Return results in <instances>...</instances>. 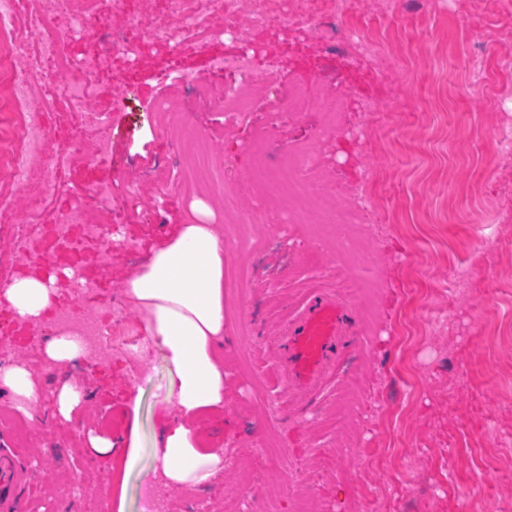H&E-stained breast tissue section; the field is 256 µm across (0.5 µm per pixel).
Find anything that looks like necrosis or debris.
Segmentation results:
<instances>
[{
	"mask_svg": "<svg viewBox=\"0 0 512 512\" xmlns=\"http://www.w3.org/2000/svg\"><path fill=\"white\" fill-rule=\"evenodd\" d=\"M112 0V34L115 45L134 64L143 59L129 34L139 30L144 37L171 50H181L189 36L229 34L240 43L235 54L216 59V68L234 76L223 94L212 96L204 78L180 74L175 85L194 89L197 97L211 100L224 112L228 124L237 123L256 100L271 106L270 122L258 129L253 140L254 160L247 175L252 201L242 207L240 194L224 180L210 150L199 151L194 163L183 170L190 183H202L224 202V242L240 250L247 246L251 222L265 224L273 235L286 234L289 225L308 224L337 236L336 251L343 264L359 256L355 232L373 228L375 206L366 188L349 185L337 189L321 152L308 142L293 143L286 163L273 167L267 149L284 120L302 119L317 110L325 116V130H335L341 112L349 104L346 96L327 88L324 80L294 83L287 94H279L274 66L257 67L256 49L265 47L275 28L323 29L329 17L346 6L347 0H252L248 22L239 19V0H166L167 19L162 23L130 18ZM75 72L72 80L60 79L58 71ZM107 67L103 54L91 53L71 58L65 36L54 14L43 0H0V74L7 79L6 95L0 106L8 112V135L0 139V211L23 201L34 209L42 199L56 195L68 172L89 157H103L112 151V132L102 114L91 110L88 100L99 74ZM77 128L82 137L71 143L55 139V128ZM344 193L346 206H334L337 193ZM112 190L98 185L87 189L77 200L58 207L52 223L43 225L37 254L52 274L62 275L67 306L50 308L46 321L61 331L77 335L91 352H121L139 357L144 336L130 331L119 308L112 304L89 306L87 298L98 289L84 278L81 269L87 257L84 246L100 242L94 258L98 267L112 263V250L124 246L121 224H100L95 216L112 209ZM29 238V224L21 218L0 223V240L9 249H0V288L12 282L21 267L23 248Z\"/></svg>",
	"mask_w": 512,
	"mask_h": 512,
	"instance_id": "4bbe7bcc",
	"label": "necrosis or debris"
}]
</instances>
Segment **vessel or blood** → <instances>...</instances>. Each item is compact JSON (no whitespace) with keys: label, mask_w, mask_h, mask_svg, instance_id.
<instances>
[{"label":"vessel or blood","mask_w":512,"mask_h":512,"mask_svg":"<svg viewBox=\"0 0 512 512\" xmlns=\"http://www.w3.org/2000/svg\"><path fill=\"white\" fill-rule=\"evenodd\" d=\"M354 312L326 288L309 289L277 340L276 363L289 390L306 394L359 351ZM32 475L22 456L0 448V512H24Z\"/></svg>","instance_id":"1"}]
</instances>
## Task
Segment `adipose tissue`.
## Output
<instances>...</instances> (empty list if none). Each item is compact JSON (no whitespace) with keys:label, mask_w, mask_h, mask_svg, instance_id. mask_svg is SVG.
I'll use <instances>...</instances> for the list:
<instances>
[{"label":"adipose tissue","mask_w":512,"mask_h":512,"mask_svg":"<svg viewBox=\"0 0 512 512\" xmlns=\"http://www.w3.org/2000/svg\"><path fill=\"white\" fill-rule=\"evenodd\" d=\"M214 204L197 201V222L183 225L179 235L156 249L124 284L128 303L142 314L146 331L169 364L165 421L156 440V460L163 483L196 488L211 483L224 470V451L205 447L199 420L224 410V239L211 224ZM5 300L18 318L37 322L51 305L45 279L15 280ZM19 408H37L40 394L26 365L0 368Z\"/></svg>","instance_id":"ef3b65f1"}]
</instances>
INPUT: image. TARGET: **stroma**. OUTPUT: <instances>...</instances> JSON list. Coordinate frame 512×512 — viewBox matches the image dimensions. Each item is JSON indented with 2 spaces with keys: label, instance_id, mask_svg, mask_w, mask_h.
I'll use <instances>...</instances> for the list:
<instances>
[{
  "label": "stroma",
  "instance_id": "stroma-1",
  "mask_svg": "<svg viewBox=\"0 0 512 512\" xmlns=\"http://www.w3.org/2000/svg\"><path fill=\"white\" fill-rule=\"evenodd\" d=\"M334 26L338 37L357 32L382 44L385 61L325 53L312 30L280 35L281 89L325 75L352 105L327 140L318 112L283 126L270 161L279 163L290 142L310 141L320 145L337 186L368 184L379 213L370 244L377 285L369 302L346 300L359 317L360 352L311 394L285 389L274 364L279 323L308 289L337 288L334 247L315 239L309 225L294 224L287 238L264 235L248 252H230L224 412L203 418L199 431L209 447L248 463L190 495L162 485L155 461L168 378L163 350L152 344L135 361L113 353L49 369L43 351L50 336L29 324L6 359L27 364L40 388L20 451L28 465L42 458L54 465L36 473L28 512H84L82 496L58 494L61 479L104 490L109 512H148L143 490L153 485L179 508L195 495L210 501L211 512H296L287 493L261 477L267 461L260 444L271 432L295 460L286 479L304 493L310 512H351L353 501L368 495L383 512H459L466 496L481 499L489 512H512V154L493 142L499 126L512 125V72L498 67L512 59V14L497 0H397L391 15L378 0H354ZM99 28V40L75 36L68 49L75 57L98 51L113 60L92 99L111 115L112 155L72 170L67 189L108 183L120 199L133 179L182 170L195 142L159 129L152 112L158 99L171 96L183 107L182 123L224 154L229 178L246 176L251 135L267 121L266 103L257 101L242 123L229 126L223 112L191 90L172 93L162 79L177 69L223 87L227 79L211 71L210 61L236 51L235 40H193L177 55L143 40L149 63L133 67L114 50L109 19L101 18ZM123 84L134 96L116 112L112 98ZM368 101L396 119L363 142L355 131ZM196 196V189L170 187L157 216L124 213L126 234L140 251L113 250L106 270L85 265L86 277L100 285L98 301L123 299L125 279L190 221ZM452 267L468 279L453 298ZM442 311L449 314L445 325L430 326L429 316ZM70 375L91 398L67 420L55 409ZM365 386L374 388L376 405L339 432V397L355 399ZM107 428L119 448L96 455L88 435ZM229 482L239 485L243 502L225 498Z\"/></svg>",
  "mask_w": 512,
  "mask_h": 512
}]
</instances>
